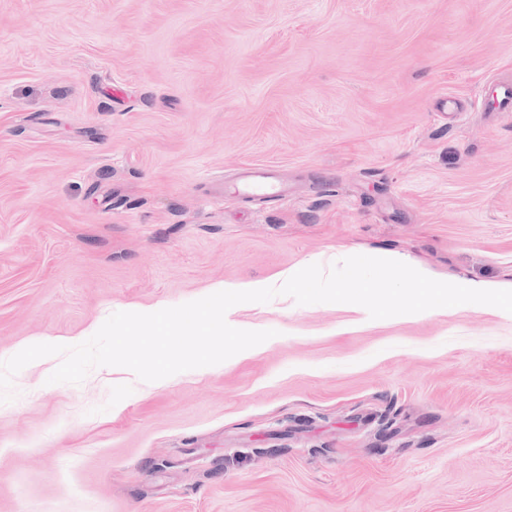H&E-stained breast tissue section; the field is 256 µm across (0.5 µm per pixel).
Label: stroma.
Instances as JSON below:
<instances>
[{
    "mask_svg": "<svg viewBox=\"0 0 512 512\" xmlns=\"http://www.w3.org/2000/svg\"><path fill=\"white\" fill-rule=\"evenodd\" d=\"M512 0H0V360L340 248L512 282ZM464 114L449 121L442 99ZM269 165L288 201L248 200ZM255 354L0 403V512H512V319L244 304ZM495 95L491 101L489 97L483 100V104L497 112H512V83L492 82ZM489 85V86H490Z\"/></svg>",
    "mask_w": 512,
    "mask_h": 512,
    "instance_id": "stroma-1",
    "label": "stroma"
}]
</instances>
